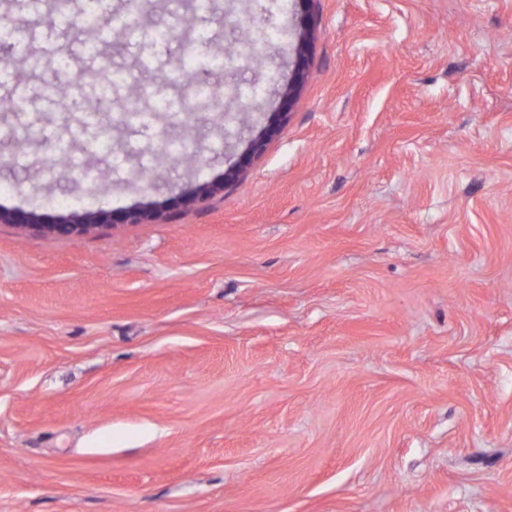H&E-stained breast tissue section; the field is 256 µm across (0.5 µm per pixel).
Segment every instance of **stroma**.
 Instances as JSON below:
<instances>
[{
	"mask_svg": "<svg viewBox=\"0 0 512 512\" xmlns=\"http://www.w3.org/2000/svg\"><path fill=\"white\" fill-rule=\"evenodd\" d=\"M84 14L0 65V100L27 101L0 111V209L105 218L0 223V512H512V0H152L99 45ZM306 20L292 96L281 32ZM165 28L182 39L153 48ZM47 41L83 77L74 109L41 98ZM104 55L112 144L79 156L101 191L46 160ZM181 64L256 91L233 147L160 110L193 96ZM145 86L157 115L128 127ZM95 220L89 215L75 216L73 220L39 225L44 231L56 235L73 236L79 235L89 230L91 223Z\"/></svg>",
	"mask_w": 512,
	"mask_h": 512,
	"instance_id": "stroma-1",
	"label": "stroma"
}]
</instances>
